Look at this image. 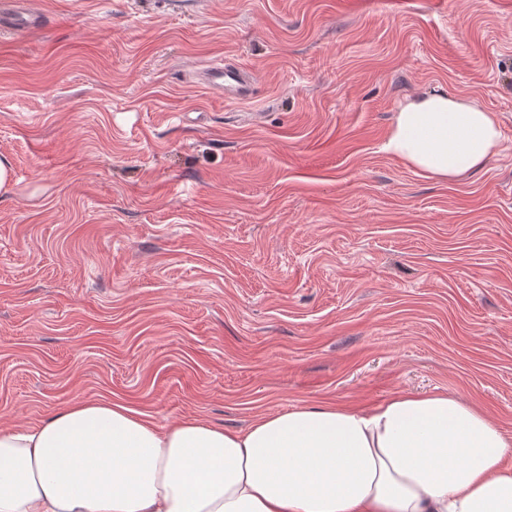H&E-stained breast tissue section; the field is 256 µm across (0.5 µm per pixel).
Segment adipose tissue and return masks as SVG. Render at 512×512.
Wrapping results in <instances>:
<instances>
[{"instance_id":"obj_1","label":"adipose tissue","mask_w":512,"mask_h":512,"mask_svg":"<svg viewBox=\"0 0 512 512\" xmlns=\"http://www.w3.org/2000/svg\"><path fill=\"white\" fill-rule=\"evenodd\" d=\"M500 146L493 113L434 92L400 106L383 149L451 181ZM511 455L512 439L450 392L304 406L243 431L160 428L83 399L0 428V512H512Z\"/></svg>"}]
</instances>
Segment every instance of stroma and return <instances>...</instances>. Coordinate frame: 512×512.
Segmentation results:
<instances>
[{
	"instance_id": "stroma-1",
	"label": "stroma",
	"mask_w": 512,
	"mask_h": 512,
	"mask_svg": "<svg viewBox=\"0 0 512 512\" xmlns=\"http://www.w3.org/2000/svg\"><path fill=\"white\" fill-rule=\"evenodd\" d=\"M31 2L0 40V426L448 391L512 437V0ZM221 59L250 102L196 85ZM434 91L500 123L455 181L382 150Z\"/></svg>"
}]
</instances>
